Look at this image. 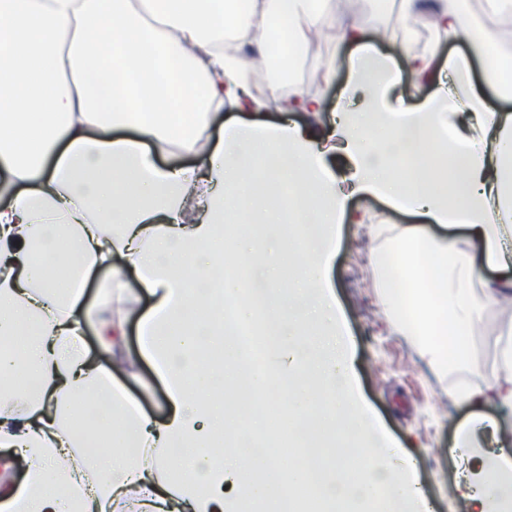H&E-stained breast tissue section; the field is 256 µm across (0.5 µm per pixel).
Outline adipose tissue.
Returning <instances> with one entry per match:
<instances>
[{
	"label": "adipose tissue",
	"instance_id": "adipose-tissue-1",
	"mask_svg": "<svg viewBox=\"0 0 512 512\" xmlns=\"http://www.w3.org/2000/svg\"><path fill=\"white\" fill-rule=\"evenodd\" d=\"M511 3L486 0L482 21L461 0H433L431 11L441 39L476 48L499 90L512 80V56L499 51L494 22ZM316 35L354 45L348 97L364 88L383 100L400 70L434 72L436 50L408 48L394 63L325 0H0V512H235L240 494L271 496L279 457L224 449L227 433L267 428L263 412L243 424L224 402L249 360L224 318L234 295L237 316L259 320L272 339L251 375L256 398L276 383L292 415L314 416L324 437L361 431L353 360L323 330L336 323L324 284L336 226L357 194L463 228L451 238L421 224L386 226L393 246L373 263L383 286L400 285L386 297L395 329L436 365L467 363L471 328L512 295V111H483L474 86L457 79L447 94L386 112L384 134L370 112L343 113L321 132L243 119L270 96L289 112H319L318 97L279 78L252 93L246 71L247 51L266 58ZM227 106L238 114L225 121ZM460 116L465 126L439 147L438 129ZM338 152L352 166L342 178L327 164ZM174 153L197 163L155 160ZM284 164L288 204L276 207L258 185L277 184ZM231 203L264 243L263 260L242 252L234 276L223 272ZM289 210L303 226L294 241L274 232ZM294 248L304 263L287 293L278 258ZM488 270L501 279H485ZM96 275L103 281L89 301ZM498 349L496 367L457 391L473 410L455 452L472 459L485 438L500 450L467 489L474 512L512 498V435L482 411L489 401L512 406V336ZM146 362L166 391L158 416L129 392L143 385ZM380 454L383 465L355 489L332 467L297 468L296 481L318 486L330 507L418 497L395 480L409 454Z\"/></svg>",
	"mask_w": 512,
	"mask_h": 512
}]
</instances>
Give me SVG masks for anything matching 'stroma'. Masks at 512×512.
Returning a JSON list of instances; mask_svg holds the SVG:
<instances>
[{
    "label": "stroma",
    "instance_id": "stroma-1",
    "mask_svg": "<svg viewBox=\"0 0 512 512\" xmlns=\"http://www.w3.org/2000/svg\"><path fill=\"white\" fill-rule=\"evenodd\" d=\"M331 8L347 22L363 25L374 33L379 22L413 32L411 44L424 51L435 44L428 35L425 13L404 15L399 0H389L385 9H377L375 0H361L357 10H349L343 0H332ZM335 52L336 64L324 72L315 63L302 70L304 91L320 98L318 114L307 116L292 112L282 114L277 102L250 117L261 125L289 121L300 126H330L335 113L351 108L367 109L370 95L360 92L353 100H345L343 89L350 78L353 50L343 44L329 49L320 43V54ZM441 56L464 57L471 64L470 79L478 90L484 108L499 110L512 106V101L499 96L484 76L477 53L467 44L441 45ZM366 211L374 223L345 222L336 227V256L329 268L328 279L336 294L338 316L348 331L351 354L355 360L352 384L360 404L368 412L369 429L364 435L343 438V446L373 448L383 444L406 448L414 455L408 478L419 488L432 512H471L459 489L472 476L452 446L458 428L468 416L467 405L456 402L454 393L459 383L470 378L472 369L491 370L497 359L493 336L512 328V297L487 310L482 322L472 330L473 367L458 372H443L422 355L410 337L397 333L391 324V311L386 303L381 280L371 263L372 253L382 250L387 242L380 234L379 223L397 227L415 223V216L387 207L383 202L364 197L353 198L350 213Z\"/></svg>",
    "mask_w": 512,
    "mask_h": 512
}]
</instances>
